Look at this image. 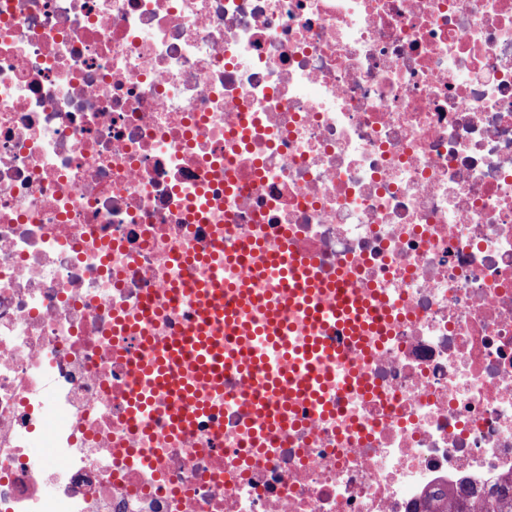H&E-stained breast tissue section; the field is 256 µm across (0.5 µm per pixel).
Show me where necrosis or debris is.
Masks as SVG:
<instances>
[{"mask_svg": "<svg viewBox=\"0 0 512 512\" xmlns=\"http://www.w3.org/2000/svg\"><path fill=\"white\" fill-rule=\"evenodd\" d=\"M287 244L376 296L255 452L136 375ZM512 484V0H0V512H427Z\"/></svg>", "mask_w": 512, "mask_h": 512, "instance_id": "necrosis-or-debris-1", "label": "necrosis or debris"}]
</instances>
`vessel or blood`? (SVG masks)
<instances>
[{"label": "vessel or blood", "mask_w": 512, "mask_h": 512, "mask_svg": "<svg viewBox=\"0 0 512 512\" xmlns=\"http://www.w3.org/2000/svg\"><path fill=\"white\" fill-rule=\"evenodd\" d=\"M264 264L284 274L281 297L271 303L265 326H256L245 315L254 296L252 288L237 284L221 294L210 284H200V323L171 343L165 367L143 382L142 391L165 393L175 423L183 425L194 417L189 409L194 382H207L220 391L228 373L242 370L260 387L258 394L240 401L253 439H267L284 401H302L313 415L324 412L319 367L328 348L323 338L338 324L357 328L362 310L355 292L335 287L337 305L329 310L320 305L317 291L333 287L332 282L309 257L276 251L265 257ZM285 306L312 325L313 334L305 345L290 343L295 327L281 314Z\"/></svg>", "instance_id": "obj_1"}]
</instances>
